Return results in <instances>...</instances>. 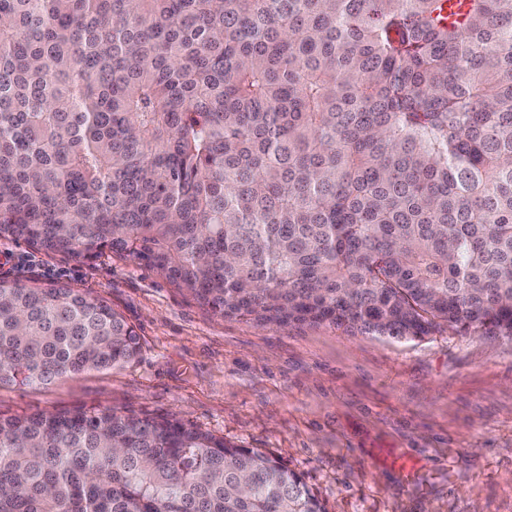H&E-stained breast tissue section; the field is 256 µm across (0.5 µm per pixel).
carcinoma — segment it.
<instances>
[{"label":"carcinoma","instance_id":"1","mask_svg":"<svg viewBox=\"0 0 512 512\" xmlns=\"http://www.w3.org/2000/svg\"><path fill=\"white\" fill-rule=\"evenodd\" d=\"M0 0V237L222 317L512 336V0ZM105 300L0 280V386L131 362ZM0 512H326L171 415H0Z\"/></svg>","mask_w":512,"mask_h":512}]
</instances>
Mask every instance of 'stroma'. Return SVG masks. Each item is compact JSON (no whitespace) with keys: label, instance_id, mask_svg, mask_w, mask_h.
Segmentation results:
<instances>
[{"label":"stroma","instance_id":"1","mask_svg":"<svg viewBox=\"0 0 512 512\" xmlns=\"http://www.w3.org/2000/svg\"><path fill=\"white\" fill-rule=\"evenodd\" d=\"M132 325L127 365L0 386L4 415L80 406L173 415L300 473L327 512H512V337L440 326L396 340L224 318L164 274L105 253L40 254ZM419 467L422 484L380 460Z\"/></svg>","mask_w":512,"mask_h":512}]
</instances>
